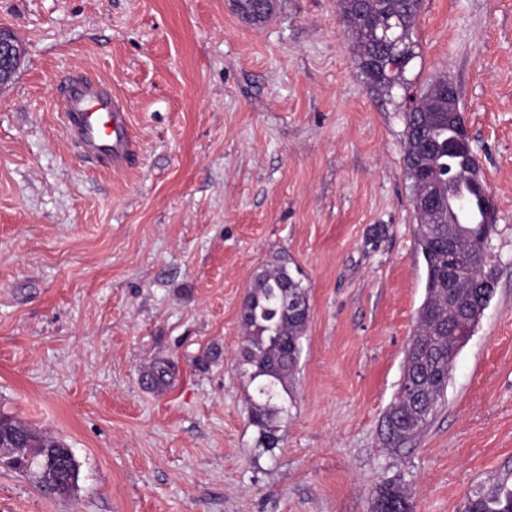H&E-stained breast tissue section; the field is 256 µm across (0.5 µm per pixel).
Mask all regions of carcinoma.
<instances>
[{
	"mask_svg": "<svg viewBox=\"0 0 512 512\" xmlns=\"http://www.w3.org/2000/svg\"><path fill=\"white\" fill-rule=\"evenodd\" d=\"M422 6L423 0H339L359 69L374 90L389 93L408 84V64L391 69L381 63L393 53L392 44L381 38V27L391 21L390 37H400L411 57H416L414 30ZM236 11L250 22L268 17L255 8L253 0H240ZM447 85V77L435 79L418 90L415 104L403 112V161L417 219L415 246L426 263V296L405 351L399 389L382 419L384 445L392 450L401 449L426 429L448 383L463 347L448 337V323L458 321L474 330L490 301L481 284L498 279L495 262L475 268L465 261L454 285L459 304L453 308L448 303V232L459 233L466 256L475 247L470 233L478 227L448 221V202L466 208L476 195L483 208L488 194L472 152L459 144L457 116L448 111ZM283 273L280 269L256 279L242 302L246 355L253 367L250 380L258 381L251 421L261 429L269 449L275 444L271 421L283 410L279 400L288 392V378L299 360L308 322L288 305ZM0 463L28 473L60 495L69 494L77 483V463L66 444L3 413ZM511 480L512 472L498 479L490 492L467 498L462 512H512ZM393 507L396 512H413L411 493L401 483L384 482L376 487L371 512H390Z\"/></svg>",
	"mask_w": 512,
	"mask_h": 512,
	"instance_id": "1",
	"label": "carcinoma"
}]
</instances>
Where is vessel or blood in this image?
Returning a JSON list of instances; mask_svg holds the SVG:
<instances>
[{
  "mask_svg": "<svg viewBox=\"0 0 512 512\" xmlns=\"http://www.w3.org/2000/svg\"><path fill=\"white\" fill-rule=\"evenodd\" d=\"M67 134L81 153L111 169L131 165L136 141L122 102L103 86L80 75L66 86Z\"/></svg>",
  "mask_w": 512,
  "mask_h": 512,
  "instance_id": "obj_1",
  "label": "vessel or blood"
}]
</instances>
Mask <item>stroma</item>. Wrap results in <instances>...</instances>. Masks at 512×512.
<instances>
[{
  "mask_svg": "<svg viewBox=\"0 0 512 512\" xmlns=\"http://www.w3.org/2000/svg\"><path fill=\"white\" fill-rule=\"evenodd\" d=\"M0 412L71 449L68 496L0 468V512H459L512 470V0H423L406 77L447 76L498 209L494 295L424 433L383 449L426 269L401 90L360 72L337 0H0ZM102 81L127 169L65 133L64 79ZM285 268L310 319L278 439L251 424L242 301ZM215 352L207 368L199 356ZM176 373L142 387L159 358ZM23 50L11 30L0 27V87L7 83L17 70ZM413 512V501L411 493L406 487L398 482L389 481L376 487L371 500V512Z\"/></svg>",
  "mask_w": 512,
  "mask_h": 512,
  "instance_id": "35a3bbf8",
  "label": "stroma"
}]
</instances>
